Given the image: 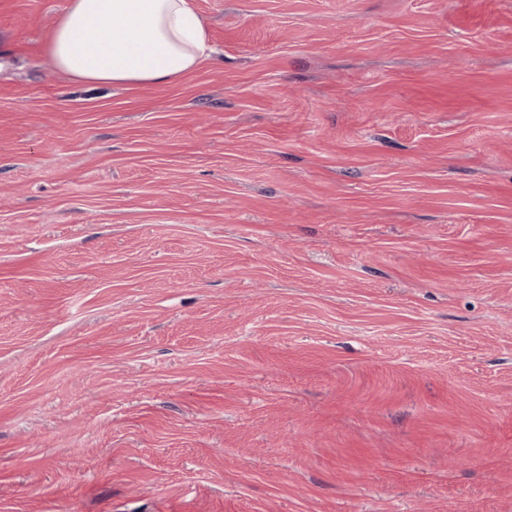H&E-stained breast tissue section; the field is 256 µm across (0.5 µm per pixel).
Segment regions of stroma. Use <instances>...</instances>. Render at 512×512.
<instances>
[{
  "mask_svg": "<svg viewBox=\"0 0 512 512\" xmlns=\"http://www.w3.org/2000/svg\"><path fill=\"white\" fill-rule=\"evenodd\" d=\"M0 0V512H512V0H195L114 87Z\"/></svg>",
  "mask_w": 512,
  "mask_h": 512,
  "instance_id": "obj_1",
  "label": "stroma"
}]
</instances>
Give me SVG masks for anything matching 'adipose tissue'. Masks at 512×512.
Listing matches in <instances>:
<instances>
[{
	"instance_id": "ef3b65f1",
	"label": "adipose tissue",
	"mask_w": 512,
	"mask_h": 512,
	"mask_svg": "<svg viewBox=\"0 0 512 512\" xmlns=\"http://www.w3.org/2000/svg\"><path fill=\"white\" fill-rule=\"evenodd\" d=\"M46 54L97 86L175 80L213 49L194 0H66Z\"/></svg>"
}]
</instances>
